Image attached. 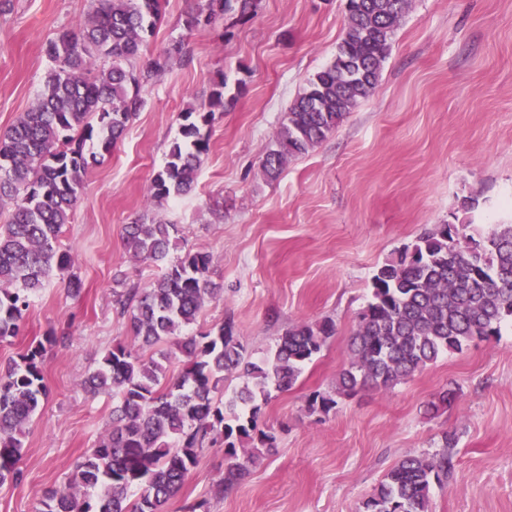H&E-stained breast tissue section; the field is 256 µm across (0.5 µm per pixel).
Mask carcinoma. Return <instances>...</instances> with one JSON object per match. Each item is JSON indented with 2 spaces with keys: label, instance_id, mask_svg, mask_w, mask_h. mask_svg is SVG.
Listing matches in <instances>:
<instances>
[{
  "label": "carcinoma",
  "instance_id": "1",
  "mask_svg": "<svg viewBox=\"0 0 512 512\" xmlns=\"http://www.w3.org/2000/svg\"><path fill=\"white\" fill-rule=\"evenodd\" d=\"M409 0H345V27L333 62L308 82L290 105L261 170L273 177L288 159L322 143L377 86L392 36ZM260 0H196L183 28L193 32L218 19L229 29L252 18ZM162 0H97L77 29L47 42L52 63L33 106L0 134V208L12 209L0 225V341L20 334L30 297L53 271L67 272L78 296L82 280L72 257L58 248L63 227L85 187L99 152L108 153L141 111L142 89L187 58L174 40L139 65L162 21ZM219 82L209 109H187L181 140L153 176L147 204L159 207L195 185L209 151L214 109L224 106ZM178 228L143 215L123 228L126 252L164 266L145 286L114 289L113 302L128 316L137 348L118 343L82 381L93 396H112V412L94 446L76 463L75 492L50 489L40 512H162L197 466L204 444H224V478L230 490L258 455L277 448V435L261 429L262 405L296 382L304 365L335 335L332 320L301 322L278 337L260 361L231 320L194 334L203 307L224 293L209 278L211 256L188 249L170 259ZM512 320V224L484 235L439 224L385 261L371 281V300L351 333L347 366L334 388L313 395L309 409L328 413L336 398L362 388L388 391L468 342L500 335ZM56 332L31 343L0 372V487L22 482L20 461L28 426L47 398L46 346ZM183 362L166 380L167 363ZM242 379L228 392L224 383ZM451 458L410 456L386 475L364 512H431V487L448 478Z\"/></svg>",
  "mask_w": 512,
  "mask_h": 512
}]
</instances>
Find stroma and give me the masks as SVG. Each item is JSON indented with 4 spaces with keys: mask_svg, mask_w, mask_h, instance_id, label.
Returning a JSON list of instances; mask_svg holds the SVG:
<instances>
[{
    "mask_svg": "<svg viewBox=\"0 0 512 512\" xmlns=\"http://www.w3.org/2000/svg\"><path fill=\"white\" fill-rule=\"evenodd\" d=\"M190 7L164 0L149 50L182 37L189 59L144 88V107L89 168L63 228L59 245L74 258L82 294L53 273L34 294L21 336L0 341L2 369L46 331L66 336L45 353L49 396L25 439V479L0 488V512H39L44 491L68 486L73 464L103 431L112 398L88 394L82 381L113 345L132 342L113 307L115 281L144 285L159 273L128 257L123 227L146 214L183 112L207 106L221 80L226 103L194 187L155 210L177 225L180 243L210 254L209 276L224 287L197 323L232 320L256 359L299 322L329 317L336 334L263 406L259 425L276 431V451L225 492L224 448H204L163 512H186L198 500L210 512H362L401 459L441 452L447 433L453 468L432 487V512H512V325L389 391L339 398L327 414L307 404L346 367L351 330L382 263L443 223L482 234L512 224V0H410L375 90L274 180L262 159L291 102L332 63L344 0H261L227 37L218 24L185 33ZM91 8V0H11L0 14V132L35 102L50 67L44 44ZM446 389L454 405L431 414Z\"/></svg>",
    "mask_w": 512,
    "mask_h": 512,
    "instance_id": "35a3bbf8",
    "label": "stroma"
}]
</instances>
